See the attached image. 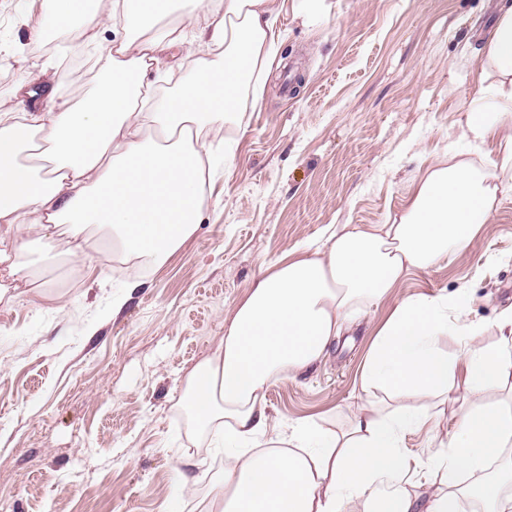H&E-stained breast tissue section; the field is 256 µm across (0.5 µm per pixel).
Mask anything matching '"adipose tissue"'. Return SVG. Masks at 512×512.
Listing matches in <instances>:
<instances>
[{
    "instance_id": "obj_1",
    "label": "adipose tissue",
    "mask_w": 512,
    "mask_h": 512,
    "mask_svg": "<svg viewBox=\"0 0 512 512\" xmlns=\"http://www.w3.org/2000/svg\"><path fill=\"white\" fill-rule=\"evenodd\" d=\"M275 0H176L180 25L156 23L164 0H112L102 17L95 0H43L54 19L111 28L101 47L104 91L79 100L48 91L45 103L17 116L0 114V288L43 284L60 260L93 264L111 233L128 257L164 263L191 238L206 203L212 159L209 134L235 112L231 91L261 70L280 33ZM483 49L494 75V115L470 112L464 136L480 147L509 130L501 156L483 168L465 162L428 167L402 215L389 224H341L319 244L267 263L224 321L221 345L187 374L185 393L197 424L224 428L231 460L211 492L209 512H461V472L497 464L486 483L489 512H512L501 495L512 481V408L479 397L512 377V309L495 325L458 317L461 295L409 298L380 327L364 361L360 391L369 406L343 430L298 423L278 432L287 448L261 445L275 424L266 413L271 384L308 370L341 335L349 311L388 297L409 271H425L466 253L486 231L500 195L512 191V0H495ZM184 48L185 77L168 85L169 53ZM166 83L163 95L147 72ZM465 336L460 358L441 348ZM470 405L460 410L450 443L428 466L440 485L427 501L406 487L404 433L423 425L415 408L385 411L380 394L411 391L443 397L456 371ZM276 431V430H275Z\"/></svg>"
}]
</instances>
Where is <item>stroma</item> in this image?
Wrapping results in <instances>:
<instances>
[{"label": "stroma", "instance_id": "35a3bbf8", "mask_svg": "<svg viewBox=\"0 0 512 512\" xmlns=\"http://www.w3.org/2000/svg\"><path fill=\"white\" fill-rule=\"evenodd\" d=\"M41 0H0V114L36 101L29 67L59 94L100 87L83 29L47 27ZM282 43L260 84L213 142L217 164L196 233L163 266L104 274L63 264L42 288L0 301V512H205L224 477L223 440L184 407L185 378L224 335V320L260 267L316 242L332 224L398 216L429 165L481 166L505 140L472 153L467 112H493L480 54L489 0H276ZM234 162L224 166L225 145ZM466 290L469 322L492 326L512 308V192L470 250L407 273L384 300L361 305L323 359L275 381L274 423L306 419L341 429L363 405L364 359L402 300ZM127 293L119 312L112 295ZM95 334H88V324ZM457 388L425 400L428 422L407 433L412 490L452 434ZM184 476L186 488L176 478Z\"/></svg>", "mask_w": 512, "mask_h": 512}]
</instances>
